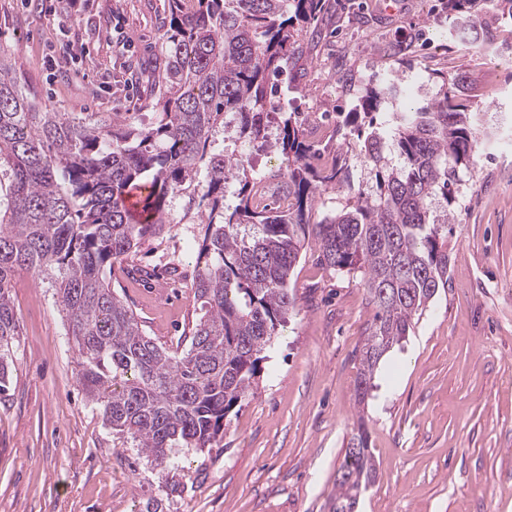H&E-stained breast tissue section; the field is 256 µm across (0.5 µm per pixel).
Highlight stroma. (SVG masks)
<instances>
[{"label": "stroma", "instance_id": "stroma-1", "mask_svg": "<svg viewBox=\"0 0 512 512\" xmlns=\"http://www.w3.org/2000/svg\"><path fill=\"white\" fill-rule=\"evenodd\" d=\"M328 0L299 52L271 79L267 109L335 125L385 74L412 79L416 102L442 77L471 87L485 130L512 133V27L497 55H459L440 37L441 0ZM67 33L38 0H0V60L37 104L59 112L153 118L166 60L169 0H84ZM350 132L315 143L346 149L352 182L374 173ZM449 282L402 346L382 358L358 403L361 350L375 309L361 273L303 251L289 285L296 308L263 352L255 381L204 451L179 450L178 473L126 447L77 380V351L48 284L18 272L20 324L0 395V512H330L357 422L375 473L359 512H512V152L481 148L450 221ZM196 224H176L109 273L142 329L174 347L200 317L192 289Z\"/></svg>", "mask_w": 512, "mask_h": 512}]
</instances>
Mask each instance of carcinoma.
I'll return each mask as SVG.
<instances>
[{
    "mask_svg": "<svg viewBox=\"0 0 512 512\" xmlns=\"http://www.w3.org/2000/svg\"><path fill=\"white\" fill-rule=\"evenodd\" d=\"M172 0L167 61L153 121L116 112L98 123L28 100L16 63L0 61V392L19 321L10 296L19 271L47 282L78 354L79 381L112 432L163 463L174 448L216 442L224 417L257 373L259 354L295 307L290 275L311 246L337 271L363 274L376 311L361 354L363 403L377 366L448 287V221L428 201H458L478 145L479 112L461 80L411 105L397 84L364 87L337 128L356 133L373 163L371 194L348 179L346 154L311 161L306 123L266 112L270 77L298 49V33L324 0ZM448 38L460 51L492 53L483 22L512 21V0H444ZM237 138L281 153L284 208L263 201L247 156L220 148ZM342 185L347 204L314 219L317 195ZM142 186V218L125 197ZM169 224L202 226L192 288L204 314L172 352L142 330L106 270ZM333 512H356L373 474L364 424L351 434Z\"/></svg>",
    "mask_w": 512,
    "mask_h": 512,
    "instance_id": "1",
    "label": "carcinoma"
}]
</instances>
